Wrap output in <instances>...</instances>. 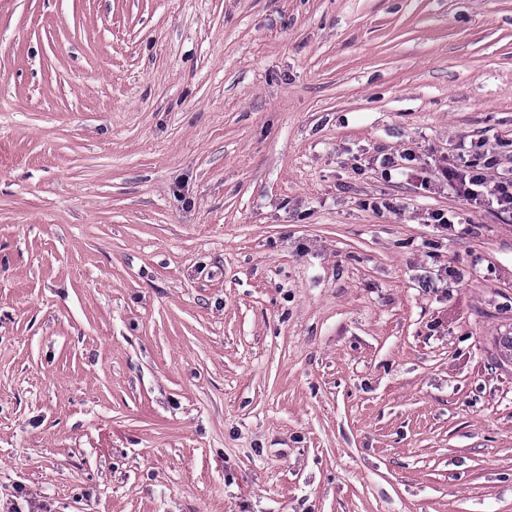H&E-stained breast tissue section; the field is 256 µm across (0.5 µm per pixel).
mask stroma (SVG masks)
<instances>
[{"mask_svg": "<svg viewBox=\"0 0 512 512\" xmlns=\"http://www.w3.org/2000/svg\"><path fill=\"white\" fill-rule=\"evenodd\" d=\"M489 150L512 0H0V512H512ZM494 165H496L494 156H485L482 165L465 161L464 165L449 163L448 166H442L439 170L460 197L467 202L474 201L478 204L480 190L476 188H488L489 182L485 170L491 169Z\"/></svg>", "mask_w": 512, "mask_h": 512, "instance_id": "1", "label": "stroma"}]
</instances>
